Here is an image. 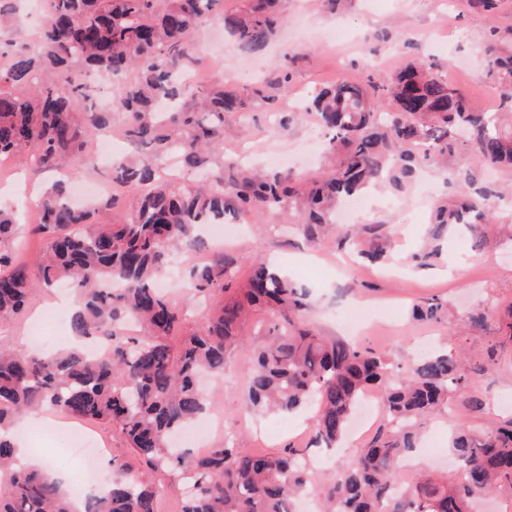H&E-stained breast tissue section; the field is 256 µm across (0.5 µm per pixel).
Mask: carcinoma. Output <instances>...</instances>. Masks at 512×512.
Instances as JSON below:
<instances>
[{"label":"carcinoma","instance_id":"1","mask_svg":"<svg viewBox=\"0 0 512 512\" xmlns=\"http://www.w3.org/2000/svg\"><path fill=\"white\" fill-rule=\"evenodd\" d=\"M219 2L46 0L35 48L11 54L0 66V157L22 156L40 170H55L83 155L88 139L110 127L114 110L126 115L123 136L152 150L147 159L117 165L116 179L135 203L118 211V199H106L103 208L113 212L106 223H91V211L69 203L64 181L43 192L33 232L47 244L36 281L15 263L10 243L16 225L0 212V323L20 315L36 289L68 281L76 291L72 334L102 341L93 355L81 345L43 355L0 345V512H76L57 480L21 462L12 440L11 429L45 406L118 428L152 472H193L194 488L181 512H293V500L307 492L314 475L302 450L257 454L227 439L196 455L170 445L173 434L206 410L198 378L224 375L235 351L248 354L250 408L281 416L313 411L314 448L338 447L361 396L370 389L381 394L386 422L331 477L327 512H472L481 495H512V422L484 436L459 427L450 442L457 467L449 478L418 473L395 487L400 462L419 445L424 419L448 405L452 394L482 406L468 391L473 369L461 353L436 351L401 372L383 355L327 339L299 321L308 308L306 289L264 261L230 300L236 270L225 253L192 268V298L213 313L175 344L186 305L156 285L176 251L202 242L197 226L227 214L288 207L299 213L302 234L317 242L335 224L343 198L377 184L401 191L421 161L453 156L462 140L483 164L512 167V50L486 45L479 51L501 88L496 112L473 108L440 64L421 59L377 73L364 85L335 81L311 93L308 110L328 135V151L341 152L326 175L295 189L287 175L252 170L227 189L223 174L211 172L190 188L164 178L160 164L175 154L190 168H202L206 155L224 150L225 115L244 114L258 103L273 108L291 86L284 67L246 94L222 81L183 83L180 72L197 30L221 23L238 45L260 53L282 23L278 0H250L242 14L218 12ZM76 69L117 80L113 110L85 104L87 89L74 77ZM383 97L392 111H380ZM451 176L456 195L436 206L428 244L412 256L416 268L436 265L459 227L470 229L480 247L487 230L503 226L487 204L491 192L471 193V172L457 169ZM344 239L371 261L392 258L378 225L348 230ZM114 282L125 284L122 293L109 288ZM260 310L278 323L265 342L251 347L248 322ZM444 314L438 299L412 310L424 322ZM112 466V490L89 498L84 512H156V487L116 458Z\"/></svg>","mask_w":512,"mask_h":512}]
</instances>
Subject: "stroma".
Instances as JSON below:
<instances>
[{
  "label": "stroma",
  "instance_id": "stroma-1",
  "mask_svg": "<svg viewBox=\"0 0 512 512\" xmlns=\"http://www.w3.org/2000/svg\"><path fill=\"white\" fill-rule=\"evenodd\" d=\"M498 2V9L485 11L473 7L470 0H346L332 15L322 0H282L285 25L267 51L250 52L230 37H217L210 27L195 38V61L204 82L221 78L244 92L267 78L278 64H288L292 90L279 107L286 112L295 105L300 112L281 143L290 157L279 170L293 178L318 176L335 159L323 153L324 138L314 116L303 106L315 88L336 79L361 82L368 70L390 73L417 55H429L442 64L449 83L463 91L473 107L495 111L500 91L488 79L477 50L491 41L498 48L512 49V0ZM14 3L15 23L0 28V44L8 42L19 49L37 41L41 8L33 0ZM274 122L273 112L262 104L247 118L226 117L225 177H232V164L244 158L267 166L268 130ZM452 164L497 187L512 188V168L485 169L470 144L463 142L453 162H425L419 180L405 192L386 186L372 191L359 206L358 221L382 222L384 233L397 243L399 256L392 262L360 263L356 274L343 275L333 262L339 256L349 257L350 251L341 246L339 233L310 245L285 210L243 215L224 245L236 260V287H244L254 263L267 257L308 288L305 320L321 335L354 338L360 347L383 354L402 368L416 362L415 341L421 336H432L439 349L464 350L469 363L479 369L472 389L482 395L485 405L474 412L458 396L450 411L424 424L425 443L434 453L415 455L414 466L441 473L454 466L448 438L459 425L479 431L488 422L512 419V344L502 340L512 318V236L498 234L477 252L471 237L458 232L449 235L440 266L416 269L408 261L423 244L438 197L453 190L448 181ZM54 179V174L35 169L21 158L0 160V209L20 217L13 248L33 278L38 275L44 241L32 234L30 221L21 217V202L28 195H39ZM432 298L447 301L446 321H413L409 308ZM56 299V290L36 289L24 314L0 327V343L22 351L32 350L40 337L46 338L50 350L65 345L71 331L57 320ZM243 362L241 354H234L223 379L206 385L211 407L224 419L226 435L234 437L238 447L264 453H276L288 445L307 448L304 416L284 419L249 409L243 396ZM22 425L29 433L27 447L51 458L52 471L66 489L83 482L66 439L54 427L36 412Z\"/></svg>",
  "mask_w": 512,
  "mask_h": 512
}]
</instances>
